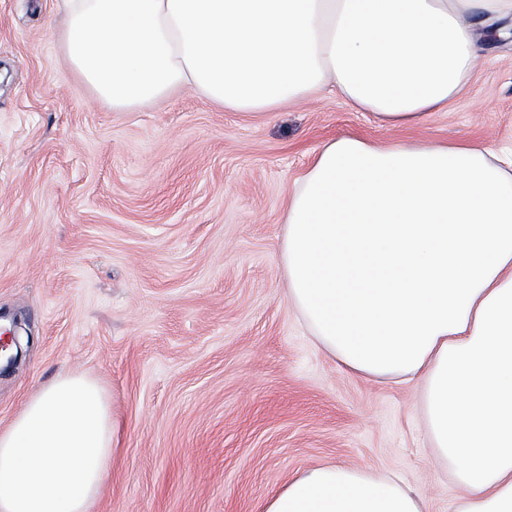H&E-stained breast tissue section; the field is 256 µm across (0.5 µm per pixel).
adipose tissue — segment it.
Returning a JSON list of instances; mask_svg holds the SVG:
<instances>
[{
    "label": "adipose tissue",
    "instance_id": "1",
    "mask_svg": "<svg viewBox=\"0 0 512 512\" xmlns=\"http://www.w3.org/2000/svg\"><path fill=\"white\" fill-rule=\"evenodd\" d=\"M65 63L133 112L182 88L246 116L335 91L389 129L468 86L512 0H58ZM288 301L343 368L420 380L455 512H512V171L474 143L326 141L283 219ZM118 453L95 380L60 374L0 431V512H89ZM257 512H425L398 476L313 467Z\"/></svg>",
    "mask_w": 512,
    "mask_h": 512
}]
</instances>
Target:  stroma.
<instances>
[{
    "label": "stroma",
    "mask_w": 512,
    "mask_h": 512,
    "mask_svg": "<svg viewBox=\"0 0 512 512\" xmlns=\"http://www.w3.org/2000/svg\"><path fill=\"white\" fill-rule=\"evenodd\" d=\"M56 0H0V315L30 339L0 375V430L59 373L96 379L120 451L91 512H255L319 465L398 473L454 512L420 387L348 374L289 305L296 180L327 140L512 146V44L468 87L388 129L328 95L264 118L189 90L134 112L64 62Z\"/></svg>",
    "instance_id": "obj_1"
}]
</instances>
